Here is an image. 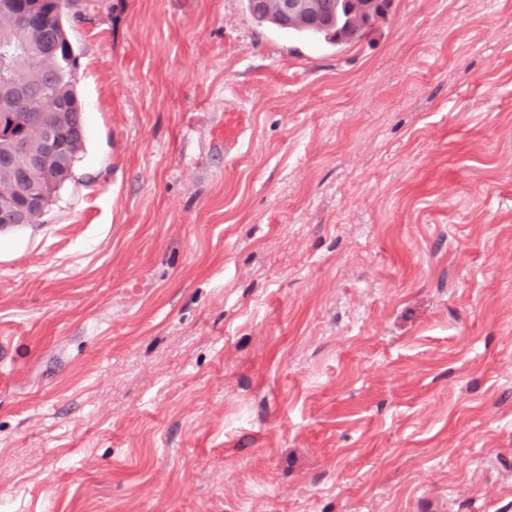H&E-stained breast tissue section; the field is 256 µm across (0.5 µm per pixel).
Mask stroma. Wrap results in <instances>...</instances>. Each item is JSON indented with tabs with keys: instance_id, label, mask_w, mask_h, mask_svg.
I'll return each instance as SVG.
<instances>
[{
	"instance_id": "35a3bbf8",
	"label": "stroma",
	"mask_w": 512,
	"mask_h": 512,
	"mask_svg": "<svg viewBox=\"0 0 512 512\" xmlns=\"http://www.w3.org/2000/svg\"><path fill=\"white\" fill-rule=\"evenodd\" d=\"M65 15L86 139L0 233V499L512 512V0L339 46L244 0ZM252 114L239 110L225 112L224 124L212 130V137L218 141H224L225 155H231L237 147L244 132L251 127Z\"/></svg>"
}]
</instances>
